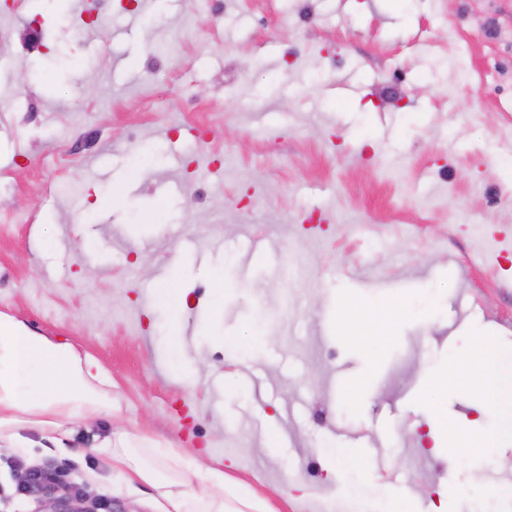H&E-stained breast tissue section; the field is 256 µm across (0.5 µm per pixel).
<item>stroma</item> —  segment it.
I'll list each match as a JSON object with an SVG mask.
<instances>
[{"instance_id":"stroma-1","label":"stroma","mask_w":512,"mask_h":512,"mask_svg":"<svg viewBox=\"0 0 512 512\" xmlns=\"http://www.w3.org/2000/svg\"><path fill=\"white\" fill-rule=\"evenodd\" d=\"M0 312L112 381L0 442V512L41 462L161 512L121 433L267 512H512V437L444 383L512 351V0H0ZM446 431V435L448 436V447L450 445V441L452 440L455 444L454 447L462 448L465 447V442L467 438V433L465 427L454 426L448 427L446 426L434 429L431 431V437L433 440L432 451H438L441 447V443L443 440V434Z\"/></svg>"}]
</instances>
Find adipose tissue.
I'll return each mask as SVG.
<instances>
[{
	"label": "adipose tissue",
	"instance_id": "1",
	"mask_svg": "<svg viewBox=\"0 0 512 512\" xmlns=\"http://www.w3.org/2000/svg\"><path fill=\"white\" fill-rule=\"evenodd\" d=\"M453 383L466 387L484 383L495 391L483 413L498 416L512 430V353L484 344L477 356L455 367ZM112 382L91 360L69 344H57L32 332L14 316L0 312V432L20 420L41 427L62 428L75 419L111 411ZM113 467L126 481L154 487L164 512H266L261 501L224 495L221 470L192 466L189 475H165L147 465V457L172 456V449L153 441L137 448L110 449Z\"/></svg>",
	"mask_w": 512,
	"mask_h": 512
}]
</instances>
